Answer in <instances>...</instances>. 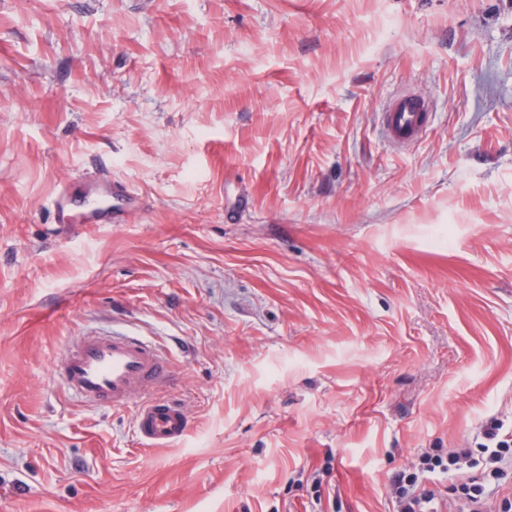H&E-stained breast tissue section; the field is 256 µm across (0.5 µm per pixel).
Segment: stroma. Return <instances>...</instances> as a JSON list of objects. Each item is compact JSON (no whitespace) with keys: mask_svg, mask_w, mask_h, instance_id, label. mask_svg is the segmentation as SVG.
I'll return each instance as SVG.
<instances>
[{"mask_svg":"<svg viewBox=\"0 0 512 512\" xmlns=\"http://www.w3.org/2000/svg\"><path fill=\"white\" fill-rule=\"evenodd\" d=\"M404 91L434 119L399 148ZM104 174L125 223L53 224ZM115 327L173 355V447L53 372ZM493 418L512 0H0V512H393L395 473ZM431 119L427 100L419 95L406 94L391 100L382 113V129L393 144L417 142L427 131Z\"/></svg>","mask_w":512,"mask_h":512,"instance_id":"1","label":"stroma"}]
</instances>
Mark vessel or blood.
<instances>
[{
    "instance_id": "vessel-or-blood-1",
    "label": "vessel or blood",
    "mask_w": 512,
    "mask_h": 512,
    "mask_svg": "<svg viewBox=\"0 0 512 512\" xmlns=\"http://www.w3.org/2000/svg\"><path fill=\"white\" fill-rule=\"evenodd\" d=\"M427 100L406 94L391 100L382 114L385 137L404 145L422 138L430 124ZM133 200L127 182L107 179L97 204L75 213L67 190L52 200L55 221L68 224H110ZM68 391L98 406L115 410L135 406V430L144 447L166 448L183 439L190 428L184 406L158 395L173 375L166 353L135 336H81L71 341L56 365Z\"/></svg>"
}]
</instances>
